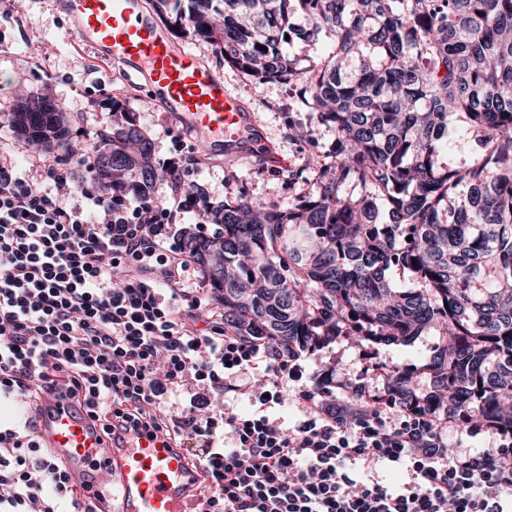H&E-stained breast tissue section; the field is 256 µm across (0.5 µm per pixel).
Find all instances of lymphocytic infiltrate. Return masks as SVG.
<instances>
[{
  "label": "lymphocytic infiltrate",
  "instance_id": "obj_1",
  "mask_svg": "<svg viewBox=\"0 0 512 512\" xmlns=\"http://www.w3.org/2000/svg\"><path fill=\"white\" fill-rule=\"evenodd\" d=\"M155 164L164 208L102 188L91 153L31 175L0 155V395L62 387L103 435L166 437L207 473L205 512H512L511 433L491 451L449 454L434 418L406 412L390 426L320 407L301 384V351L225 333L223 309L185 287L193 260L175 240L212 192L183 142ZM250 371L268 386L240 416L224 386ZM286 379L306 411L291 428L273 415ZM179 391L188 406L168 408ZM386 466L403 469L401 484L381 479ZM0 512H92L28 416L0 428Z\"/></svg>",
  "mask_w": 512,
  "mask_h": 512
}]
</instances>
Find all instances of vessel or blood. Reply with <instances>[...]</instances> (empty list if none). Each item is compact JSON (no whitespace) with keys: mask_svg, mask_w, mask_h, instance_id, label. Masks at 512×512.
Wrapping results in <instances>:
<instances>
[{"mask_svg":"<svg viewBox=\"0 0 512 512\" xmlns=\"http://www.w3.org/2000/svg\"><path fill=\"white\" fill-rule=\"evenodd\" d=\"M74 36L109 60L128 81L200 139L207 152L238 157L260 146L250 111L217 70L178 44L145 0H59ZM38 435L67 466L73 481L89 478V462L104 457L112 494L91 497L94 512H193L202 468L159 436L138 434L103 444L99 430L59 393L45 394L35 417Z\"/></svg>","mask_w":512,"mask_h":512,"instance_id":"1","label":"vessel or blood"}]
</instances>
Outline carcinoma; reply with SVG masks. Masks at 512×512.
<instances>
[{"label":"carcinoma","mask_w":512,"mask_h":512,"mask_svg":"<svg viewBox=\"0 0 512 512\" xmlns=\"http://www.w3.org/2000/svg\"><path fill=\"white\" fill-rule=\"evenodd\" d=\"M152 2L174 35L288 85L290 130L301 133L309 112L334 131L327 145L309 142L302 196L280 206L242 189L217 205L215 234L185 232L224 330L290 349L339 337L409 343L437 330L450 343L425 366L430 392L395 370L371 405L512 433V0ZM327 32L322 54L290 51ZM8 118L19 138L69 149L55 103L20 101ZM456 124L472 157L451 166L443 153ZM83 149L96 152L95 177L108 185L160 186L152 143L133 120ZM354 184L364 188L356 197ZM393 271L415 286L396 287Z\"/></svg>","instance_id":"1"}]
</instances>
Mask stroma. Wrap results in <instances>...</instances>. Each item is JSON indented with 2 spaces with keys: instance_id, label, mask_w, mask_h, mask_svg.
<instances>
[{
  "instance_id": "1",
  "label": "stroma",
  "mask_w": 512,
  "mask_h": 512,
  "mask_svg": "<svg viewBox=\"0 0 512 512\" xmlns=\"http://www.w3.org/2000/svg\"><path fill=\"white\" fill-rule=\"evenodd\" d=\"M194 53L224 77L225 86L253 113L264 141L276 162L251 154L228 162L201 151L195 137L185 136L167 113L145 91L125 81L112 63L101 60L80 46L55 0H0V115L30 94L41 93L63 111L72 145H82V131L113 127L133 117L150 138L154 156L166 155L175 139H184L200 159L197 180L209 184L215 201L246 188L250 195L279 204L307 191L306 182L293 181L289 172L305 168L307 145L288 128V88L276 82H258L224 63L210 43L192 40ZM122 101V113L112 112L106 99ZM447 337L430 331L408 346H384L339 338L304 354L302 383L317 388L322 374H332L333 396L345 401L349 388L360 386L376 394L390 370L415 373L420 390H427L425 364ZM449 450L481 452L496 447L497 433L480 421L448 418L443 422Z\"/></svg>"
}]
</instances>
